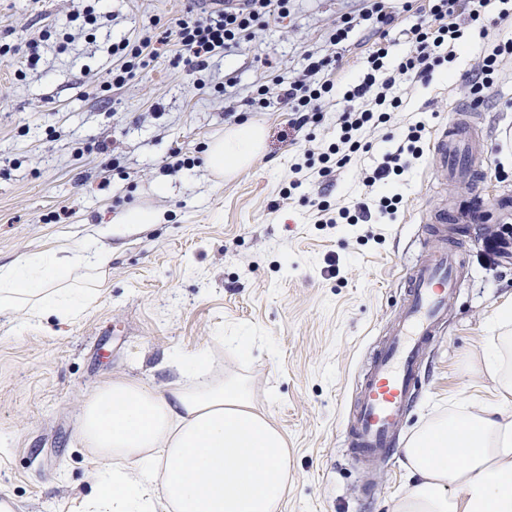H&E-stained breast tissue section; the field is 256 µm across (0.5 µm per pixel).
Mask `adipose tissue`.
Returning <instances> with one entry per match:
<instances>
[{"instance_id":"1","label":"adipose tissue","mask_w":512,"mask_h":512,"mask_svg":"<svg viewBox=\"0 0 512 512\" xmlns=\"http://www.w3.org/2000/svg\"><path fill=\"white\" fill-rule=\"evenodd\" d=\"M264 143L252 121L210 147L216 177L249 166ZM112 261L98 245L60 258L57 249L0 266V315L66 320L90 309ZM512 336L483 354L494 399L427 418L404 448L412 482L392 512H512ZM206 352L175 355L167 393L136 381L104 383L81 408L79 430L96 455V491L84 512H278L288 486L280 430L254 411L245 388L205 375Z\"/></svg>"}]
</instances>
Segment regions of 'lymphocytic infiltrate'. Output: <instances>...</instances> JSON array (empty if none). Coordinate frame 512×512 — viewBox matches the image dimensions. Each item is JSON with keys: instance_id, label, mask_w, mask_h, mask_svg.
<instances>
[{"instance_id": "lymphocytic-infiltrate-1", "label": "lymphocytic infiltrate", "mask_w": 512, "mask_h": 512, "mask_svg": "<svg viewBox=\"0 0 512 512\" xmlns=\"http://www.w3.org/2000/svg\"><path fill=\"white\" fill-rule=\"evenodd\" d=\"M426 2L428 22L415 23L406 29L410 48L390 68L385 61L390 54L389 34L395 13L389 0H363L361 9L338 17L328 38L331 49L342 48L355 29L372 30L375 40L366 56L367 71L343 95L346 106L336 119L340 129L338 142L318 154L305 149L291 166L290 189H300L316 176L327 177L345 168L356 155L369 152L372 143L366 139V132L386 125L402 105L396 87L410 79L430 82L440 67L454 61L455 48L471 26H479L481 35L485 36L503 22L512 21V7L490 15L487 10L490 0ZM288 4L289 0H224L223 12L194 20H175L172 31L159 36L149 34L134 41L121 40L112 44L109 51L122 64L109 73L103 86L108 90L124 86L157 57L161 46L172 41L179 47V62L190 71L202 72L214 57L250 41L256 29L266 26L270 19L287 17ZM332 62L330 52L310 51L303 57V70L297 78L285 81L278 75L266 74L253 87L251 106L264 109L272 100H279L292 114V129L305 131L307 141H315V130L322 121V104L335 88L330 77ZM508 64H512V39L492 44L471 66L461 90L472 107L480 108L488 102L498 71ZM422 130L421 124L411 125L403 145L385 153L381 163L365 176V186L388 181L408 170L423 154ZM397 204V198L386 196L362 201L353 209H333L321 201L316 205L317 221L330 225L342 220L350 224H379L396 214Z\"/></svg>"}]
</instances>
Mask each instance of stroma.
Returning <instances> with one entry per match:
<instances>
[{
  "mask_svg": "<svg viewBox=\"0 0 512 512\" xmlns=\"http://www.w3.org/2000/svg\"><path fill=\"white\" fill-rule=\"evenodd\" d=\"M82 0H0V41L16 47L0 60V265L53 245L90 242L112 248L108 286L87 312L0 316V501L13 512H81L94 488L96 460L80 438L82 402L105 381L125 378L164 390L174 353L206 351L216 376L242 379L256 412L283 433L290 467L279 512H391L409 482L403 454L375 470L360 468L345 440L358 381L397 315L406 266L426 245L421 217L440 204L433 146L464 98L458 86L472 57L486 49L471 28L454 62L426 85L413 84L386 130L403 139L422 123L423 155L393 186L402 201L386 224L315 223L310 201L350 205L363 198V172L386 143L355 157L341 173L289 192L295 143L286 106L249 105L266 67L291 77L305 51L324 46L336 19L357 0H292L286 20H270L251 41L193 73L162 53L122 88L101 95L99 82L119 67L108 41L142 35L150 20L189 16L187 0H98L117 12L110 40L77 39L66 52L41 44L35 66L28 44L58 32ZM372 37L360 30L338 53L333 97L317 128L319 144L337 142L343 93L365 72ZM512 69L502 70L489 106L478 112L484 152L477 190L457 203H480L487 218L462 224L457 240L467 273L448 306L443 338L425 362L418 397L400 439L422 416L492 388L482 353L512 322L496 327L495 310L512 302V259L489 261L492 228L512 225ZM262 122L265 141L253 164L216 179L207 163L224 130ZM192 166H169L172 144ZM135 208L164 213L158 224L110 235L112 217ZM243 336L247 352L226 346Z\"/></svg>",
  "mask_w": 512,
  "mask_h": 512,
  "instance_id": "1",
  "label": "stroma"
}]
</instances>
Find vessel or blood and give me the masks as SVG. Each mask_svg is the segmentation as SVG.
<instances>
[{
  "mask_svg": "<svg viewBox=\"0 0 512 512\" xmlns=\"http://www.w3.org/2000/svg\"><path fill=\"white\" fill-rule=\"evenodd\" d=\"M481 150L470 113L458 111L434 144L439 158L435 172L449 195L472 180L473 159ZM472 219V214L450 206L426 215L437 244L407 267L400 311L356 388L355 407L346 425L351 452L361 464H375L394 449L396 430L416 393L422 355L438 341V325L448 314V301L465 267L448 227Z\"/></svg>",
  "mask_w": 512,
  "mask_h": 512,
  "instance_id": "vessel-or-blood-1",
  "label": "vessel or blood"
}]
</instances>
